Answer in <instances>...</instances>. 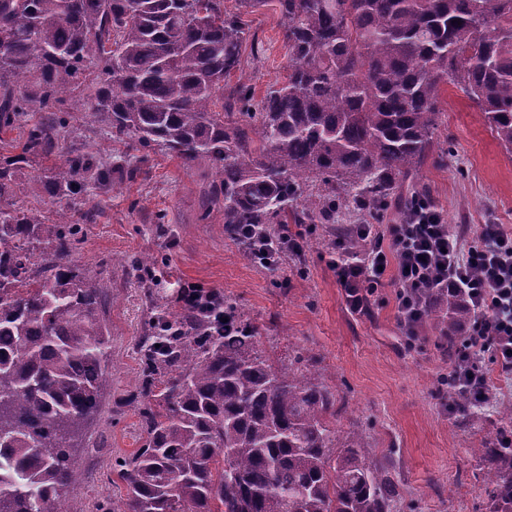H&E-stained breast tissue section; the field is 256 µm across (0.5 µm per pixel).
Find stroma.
Segmentation results:
<instances>
[{
    "label": "stroma",
    "instance_id": "35a3bbf8",
    "mask_svg": "<svg viewBox=\"0 0 512 512\" xmlns=\"http://www.w3.org/2000/svg\"><path fill=\"white\" fill-rule=\"evenodd\" d=\"M244 21L250 41L242 47L240 71L225 80L224 91L244 84L258 101L286 75L287 48L275 9L245 15ZM258 45L263 55H255ZM440 109L442 123L420 168L419 185L453 230L473 234L480 225L500 224L512 232V152L493 138L482 112L454 85H442ZM76 147L111 158L119 170L109 191L89 187L76 199L80 232L73 262L110 280L112 296L104 314L109 384L73 454L82 478L67 493L69 512H106L121 505L126 491L112 463L141 446L139 419L129 401L141 375L134 345L150 317L146 297L154 295L175 310V296L185 284L233 300L276 357L306 349L341 399L337 430L373 427L378 448L393 452L412 512H482L487 472L475 449L503 428L500 409L512 404V376L493 374V408L479 424L466 423L450 411L439 387L449 367L440 347L441 317L431 316L419 327L420 340L410 349L392 289H378L367 314L351 313L328 266L333 226L318 227L302 259H288L275 270L259 267L224 233V203L210 198L217 177L209 162L113 141L107 126L85 113H70L52 152L19 173L26 207L48 210L36 178ZM141 256L155 258L156 269L169 272L168 281L133 275L128 262Z\"/></svg>",
    "mask_w": 512,
    "mask_h": 512
}]
</instances>
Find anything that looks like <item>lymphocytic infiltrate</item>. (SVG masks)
I'll use <instances>...</instances> for the list:
<instances>
[{"label":"lymphocytic infiltrate","mask_w":512,"mask_h":512,"mask_svg":"<svg viewBox=\"0 0 512 512\" xmlns=\"http://www.w3.org/2000/svg\"><path fill=\"white\" fill-rule=\"evenodd\" d=\"M315 233V225L306 224L294 232L255 234L250 249L262 267L274 269L287 257L302 255ZM329 265L351 312L364 311L377 288H393L399 323L411 341L423 318L418 298L426 289L462 293L476 315L467 336L490 350L501 371L512 372V234L501 225H482L474 240L463 243L433 200L420 197L403 223L387 233L353 225L350 238L334 240ZM448 374L475 400L490 398L488 370L471 347L459 351Z\"/></svg>","instance_id":"f902f5d3"}]
</instances>
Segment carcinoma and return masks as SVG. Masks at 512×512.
Here are the masks:
<instances>
[{"instance_id": "cac0c4a2", "label": "carcinoma", "mask_w": 512, "mask_h": 512, "mask_svg": "<svg viewBox=\"0 0 512 512\" xmlns=\"http://www.w3.org/2000/svg\"><path fill=\"white\" fill-rule=\"evenodd\" d=\"M275 2L288 73L252 104L224 79L241 68L242 15ZM0 0V512H60L81 474L74 438L108 385L111 283L74 267L72 211L112 167L75 153L39 177L54 218L19 204L17 174L52 148L65 105L112 138L208 160L224 232L241 224H334L349 208L402 216L452 83L512 150V0ZM452 351L474 317L457 295ZM224 328L184 307L139 338L142 445L116 461L122 512H402L389 456L358 429L341 437L336 391L298 352L273 360L224 299ZM469 422L485 404L449 390ZM489 468L484 512H512V447L476 449Z\"/></svg>"}]
</instances>
